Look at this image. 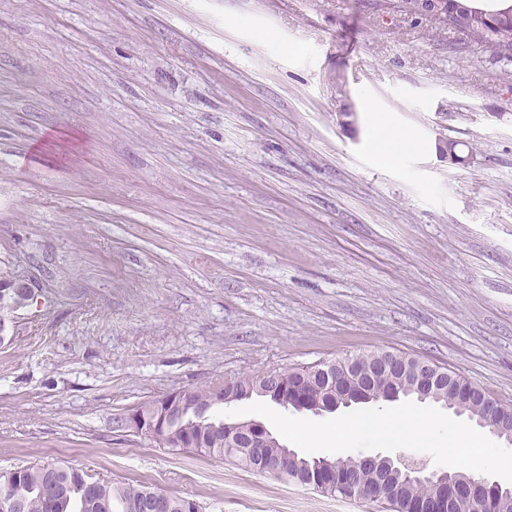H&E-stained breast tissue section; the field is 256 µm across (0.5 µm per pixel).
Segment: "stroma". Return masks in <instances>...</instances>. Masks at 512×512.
I'll list each match as a JSON object with an SVG mask.
<instances>
[{
  "label": "stroma",
  "instance_id": "stroma-1",
  "mask_svg": "<svg viewBox=\"0 0 512 512\" xmlns=\"http://www.w3.org/2000/svg\"><path fill=\"white\" fill-rule=\"evenodd\" d=\"M421 153H369L371 109ZM455 142L457 161L446 154ZM0 471L38 461L203 512H379L113 419L178 389L365 350L429 359L512 405V60L401 0H0ZM481 475L512 443L437 404ZM225 421L316 415L255 397ZM0 296L13 297L12 309H19L27 305L32 297V289L28 283L16 280L0 278Z\"/></svg>",
  "mask_w": 512,
  "mask_h": 512
}]
</instances>
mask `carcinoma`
<instances>
[{"instance_id": "cac0c4a2", "label": "carcinoma", "mask_w": 512, "mask_h": 512, "mask_svg": "<svg viewBox=\"0 0 512 512\" xmlns=\"http://www.w3.org/2000/svg\"><path fill=\"white\" fill-rule=\"evenodd\" d=\"M448 11L459 12V5L469 8L470 35L494 55L512 58V41L501 44L498 35H512V0H501L499 7L487 9L480 0H447ZM316 365L284 366L274 369L284 385L295 386L310 402L322 399L324 384L316 377ZM263 381L262 372L242 374L227 382L230 387L257 386ZM218 385L191 388L193 401L206 405L213 399ZM445 398L457 403V409L471 418L483 411L484 391L460 375H455ZM198 452L218 457L258 473H268L283 482L311 486L318 491L341 497H351L349 483L367 484L371 470H361L354 457L321 455L295 456L278 470L274 466L280 457L278 448H254L243 436L229 438L224 430L209 432V441ZM23 477L13 480L12 471L0 472V503L8 500L21 505V512H141V505L153 496L155 488L121 482H104L87 472L57 464H33L22 467ZM435 497V489L424 482L394 481L385 485L377 501L391 512H427ZM484 512H512V498L501 497L499 490L487 486L483 493Z\"/></svg>"}]
</instances>
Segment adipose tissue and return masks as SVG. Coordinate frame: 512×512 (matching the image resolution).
I'll list each match as a JSON object with an SVG mask.
<instances>
[{
    "label": "adipose tissue",
    "mask_w": 512,
    "mask_h": 512,
    "mask_svg": "<svg viewBox=\"0 0 512 512\" xmlns=\"http://www.w3.org/2000/svg\"><path fill=\"white\" fill-rule=\"evenodd\" d=\"M371 154L394 159L417 153L420 142L386 116L377 113L367 142ZM434 427L432 417L424 413L375 410L347 417L336 425V445L344 447L369 441L387 447H409L426 440Z\"/></svg>",
    "instance_id": "obj_1"
}]
</instances>
